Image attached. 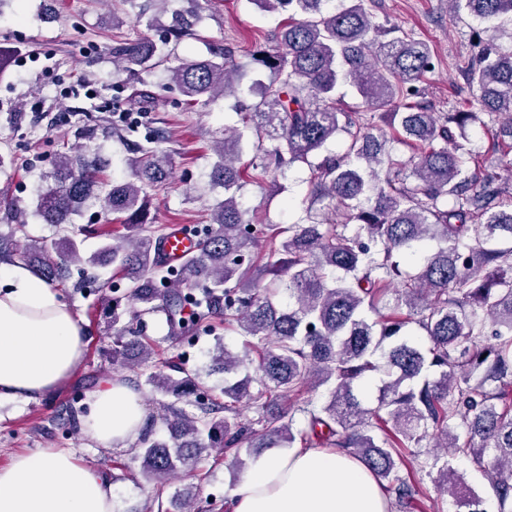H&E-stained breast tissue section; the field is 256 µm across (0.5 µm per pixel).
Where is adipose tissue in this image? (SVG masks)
<instances>
[{
	"mask_svg": "<svg viewBox=\"0 0 512 512\" xmlns=\"http://www.w3.org/2000/svg\"><path fill=\"white\" fill-rule=\"evenodd\" d=\"M86 349L80 321L53 288L24 267L0 269V400H29L63 387ZM143 399L125 381L95 392L83 420L104 447H128L140 435ZM228 512H388L370 472L342 452L298 448L258 457L227 499ZM107 478L71 451L45 448L0 467V512H116Z\"/></svg>",
	"mask_w": 512,
	"mask_h": 512,
	"instance_id": "obj_1",
	"label": "adipose tissue"
}]
</instances>
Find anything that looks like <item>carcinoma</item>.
<instances>
[{"mask_svg": "<svg viewBox=\"0 0 512 512\" xmlns=\"http://www.w3.org/2000/svg\"><path fill=\"white\" fill-rule=\"evenodd\" d=\"M266 13L288 12L275 33L277 49L259 47L255 79L243 88L226 46L204 58H180L143 38L112 47V57L151 74L163 68L188 105L206 108L237 98L247 133L224 130L208 174L224 198L211 210V230L198 252L176 269L171 288L160 237L150 230L149 190L170 175L169 156L150 141L126 140L131 176L111 183L90 146L55 158L54 186L38 196L47 224H69L88 200L116 216L131 234L102 254L121 273L125 311L112 300V364L137 369L162 403L167 435L141 431V475L156 486L144 512H191L197 487L175 493L163 508L170 477L197 475L202 454L222 448L231 466L241 452L267 448H335L359 460L396 505L411 498L400 475L403 453L437 469L439 490L468 512H483L481 497L442 460L439 448L487 463L499 512L512 509V196L486 158L468 147L467 126L481 114L492 151L512 150V47L478 42L463 66L477 87L480 111L437 112L420 85L436 68L430 47L397 25L377 23L364 0H251ZM449 13L497 22L512 44V0H448ZM354 87L356 111L339 107L340 84ZM259 101L245 104V96ZM394 106L391 112L379 108ZM413 150L392 155L378 122ZM344 139V149L326 145ZM259 162L240 165L244 148ZM297 163L309 167L308 224L256 222L242 191ZM55 254H50V251ZM0 252L28 265L51 284L70 276L77 245L65 236L47 246L33 240ZM203 289L202 310L185 306ZM247 338L241 354L217 340L212 370L224 373V401H197L203 391L177 377L145 335L142 316L161 313L170 337L204 326L211 314ZM425 332L421 339L415 331ZM308 399L301 427L273 407ZM253 409L244 417L240 404Z\"/></svg>", "mask_w": 512, "mask_h": 512, "instance_id": "obj_1", "label": "carcinoma"}]
</instances>
